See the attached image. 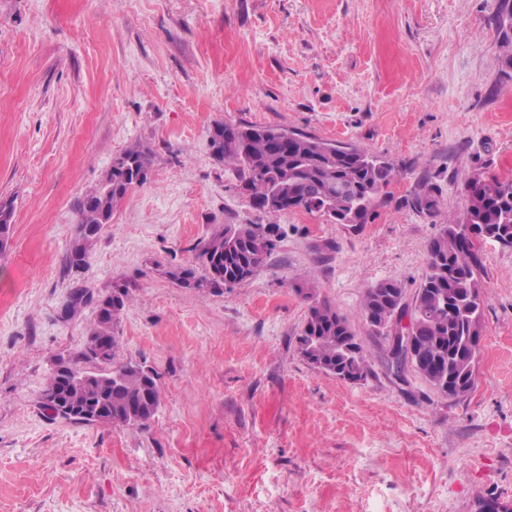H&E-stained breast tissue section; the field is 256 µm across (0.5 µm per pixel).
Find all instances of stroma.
I'll list each match as a JSON object with an SVG mask.
<instances>
[{
	"instance_id": "stroma-1",
	"label": "stroma",
	"mask_w": 512,
	"mask_h": 512,
	"mask_svg": "<svg viewBox=\"0 0 512 512\" xmlns=\"http://www.w3.org/2000/svg\"><path fill=\"white\" fill-rule=\"evenodd\" d=\"M499 0H0V512H512V248L487 241L475 384L396 380L360 317L385 279L414 293L427 245L478 172L512 177V62ZM367 150L396 172L366 223L275 218L266 265L225 292L173 271L227 224H263L215 124ZM152 152L84 269L76 201L114 157ZM434 184L435 213L413 208ZM317 284L371 368L350 383L297 351ZM91 300L66 306L75 288ZM129 301L120 361L162 398L143 427L49 418L38 397L84 349L97 300Z\"/></svg>"
}]
</instances>
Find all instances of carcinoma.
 Segmentation results:
<instances>
[{
  "instance_id": "carcinoma-1",
  "label": "carcinoma",
  "mask_w": 512,
  "mask_h": 512,
  "mask_svg": "<svg viewBox=\"0 0 512 512\" xmlns=\"http://www.w3.org/2000/svg\"><path fill=\"white\" fill-rule=\"evenodd\" d=\"M497 26L501 48L512 60V0H500ZM281 129L265 126L214 127L211 147L216 157L236 166L248 187L253 205L274 216L285 210L316 212L330 222L364 224L381 187L394 178V169L357 147L294 132L288 145L273 147ZM151 165L148 152L129 149L112 167V189L88 195L76 203L80 238L68 264L82 268L88 251L112 213L128 192L144 185ZM281 194L287 202L269 207L266 200ZM415 209L436 212L439 199L429 183L413 197ZM490 240L512 247V177L472 176L467 186L464 213L450 218L429 242L425 277L412 297L415 308L414 340L418 344L420 374L443 396L438 378L453 385V397L474 387L482 332L481 259L474 240ZM281 240L278 224H226L201 247L200 266L182 268L172 276L185 288L224 289L239 285L262 267ZM311 301L302 335L317 340L316 357L331 373L364 379L370 372L363 347L347 321L332 305L318 298V288L302 290ZM406 291L396 280H382L368 288L361 316L369 331L390 340L387 329ZM128 293L113 292L97 305L88 339L104 346L92 355L81 352L71 361L72 371L92 378L63 389L64 405L71 408L102 407L106 422L114 426L144 425L156 414L161 391L153 375L138 365L117 363L120 337L116 327L126 308Z\"/></svg>"
}]
</instances>
